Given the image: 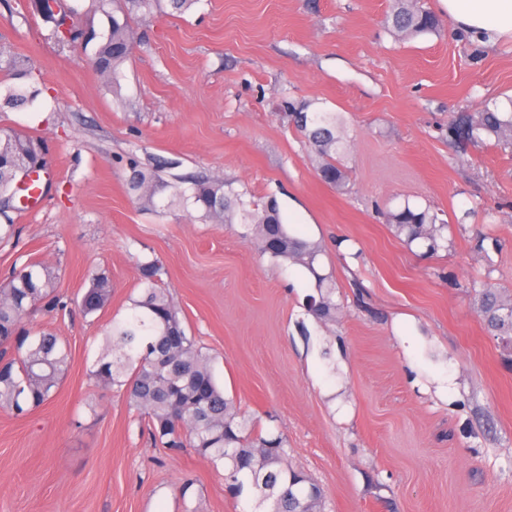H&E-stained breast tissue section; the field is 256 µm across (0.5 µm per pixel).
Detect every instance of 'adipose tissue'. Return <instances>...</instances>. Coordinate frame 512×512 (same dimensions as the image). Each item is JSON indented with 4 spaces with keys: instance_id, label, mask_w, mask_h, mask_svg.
Instances as JSON below:
<instances>
[{
    "instance_id": "adipose-tissue-1",
    "label": "adipose tissue",
    "mask_w": 512,
    "mask_h": 512,
    "mask_svg": "<svg viewBox=\"0 0 512 512\" xmlns=\"http://www.w3.org/2000/svg\"><path fill=\"white\" fill-rule=\"evenodd\" d=\"M457 30L480 44L512 42V0H439Z\"/></svg>"
}]
</instances>
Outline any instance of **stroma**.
<instances>
[{"label":"stroma","mask_w":512,"mask_h":512,"mask_svg":"<svg viewBox=\"0 0 512 512\" xmlns=\"http://www.w3.org/2000/svg\"><path fill=\"white\" fill-rule=\"evenodd\" d=\"M426 5L439 31L406 40L385 26L389 0L143 9L114 88L91 50L60 48L50 24L0 0V45L26 59L40 91L0 112V127L37 139L46 162L43 203L13 212L19 240L0 244V277L47 262L70 304L89 267L112 279L101 313L39 309L25 321L64 340L70 364L47 403L0 409V512H249L223 471L154 447L138 412L91 374L106 323L139 293L138 261L152 259L226 396L283 434L326 512H512V367L472 288L490 263L495 287L512 289V151L489 142L462 155L448 141L456 113L512 98V42L483 47L439 0ZM288 99L342 115L346 190L318 177ZM157 157L171 162L168 181L199 175L275 196L291 233L323 249L335 321L306 319L314 279L260 255L242 225L142 208L128 163ZM406 201L448 222L447 249L429 258L394 235L381 213ZM480 233L502 250L478 252Z\"/></svg>","instance_id":"1"}]
</instances>
